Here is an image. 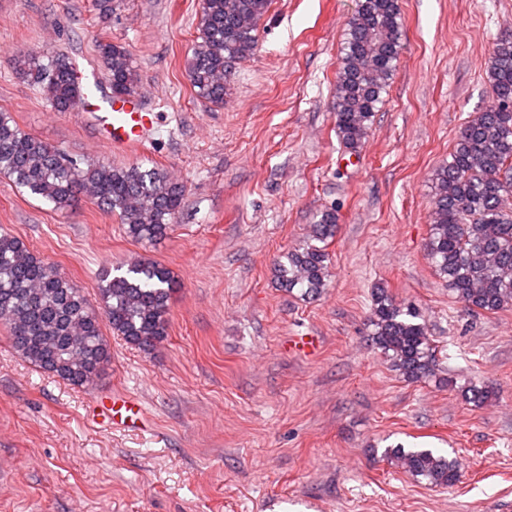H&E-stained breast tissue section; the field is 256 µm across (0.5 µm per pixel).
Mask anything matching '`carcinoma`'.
I'll return each mask as SVG.
<instances>
[{"instance_id": "carcinoma-1", "label": "carcinoma", "mask_w": 512, "mask_h": 512, "mask_svg": "<svg viewBox=\"0 0 512 512\" xmlns=\"http://www.w3.org/2000/svg\"><path fill=\"white\" fill-rule=\"evenodd\" d=\"M270 0H202L199 34L187 57L196 95L213 103L230 92L226 74L256 50L257 23ZM398 0H359L349 22L336 73V135L358 151L368 135L393 69L403 53ZM97 52L112 95L136 91L138 74L129 51L100 41ZM16 69L58 112H68L81 92L74 64L64 55L15 58ZM487 78L492 102L467 121L448 164L432 174L434 207L427 256L449 290L470 309L488 312L512 305V36L495 40ZM0 174L17 188L68 208L85 194L124 224L135 241L167 236L184 201L183 185L166 172L138 165L117 167L77 158L22 131L0 111ZM336 210L321 212L308 244L288 252L275 267L283 288L317 295L326 285L328 254L322 244L336 235ZM176 280L160 262L139 258L124 272L102 277L100 309L19 238L0 231V323L14 351L34 367L90 388L110 358L101 330L139 348L167 335ZM371 341L410 381L434 372V350L419 312L396 303L383 288L372 294ZM385 456L412 476L450 487L459 478L454 458L398 443Z\"/></svg>"}]
</instances>
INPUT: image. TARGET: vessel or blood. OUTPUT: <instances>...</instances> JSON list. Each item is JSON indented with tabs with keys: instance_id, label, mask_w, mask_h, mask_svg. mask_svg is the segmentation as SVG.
<instances>
[{
	"instance_id": "vessel-or-blood-1",
	"label": "vessel or blood",
	"mask_w": 512,
	"mask_h": 512,
	"mask_svg": "<svg viewBox=\"0 0 512 512\" xmlns=\"http://www.w3.org/2000/svg\"><path fill=\"white\" fill-rule=\"evenodd\" d=\"M78 107L79 117L89 120L98 139L116 152H140L157 126V113L145 108L137 97L107 96L97 80L83 85ZM92 411L113 427L131 428L144 420L138 401L117 393L96 398Z\"/></svg>"
}]
</instances>
